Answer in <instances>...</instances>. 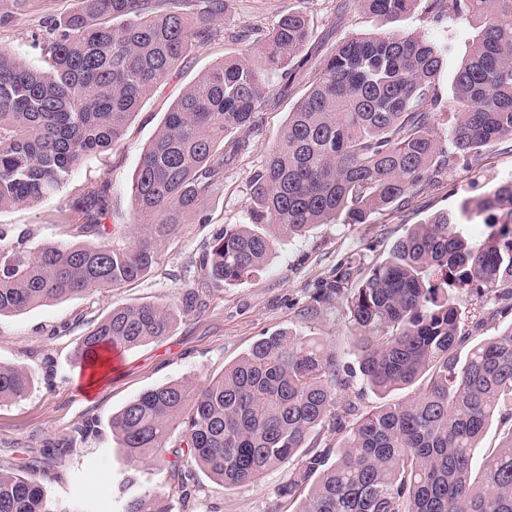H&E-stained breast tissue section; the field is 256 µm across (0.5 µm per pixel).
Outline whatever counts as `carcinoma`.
Instances as JSON below:
<instances>
[{"instance_id": "1", "label": "carcinoma", "mask_w": 512, "mask_h": 512, "mask_svg": "<svg viewBox=\"0 0 512 512\" xmlns=\"http://www.w3.org/2000/svg\"><path fill=\"white\" fill-rule=\"evenodd\" d=\"M34 0H0V28ZM228 0H207L190 28L166 0H81V8L46 25L47 71L0 50V209L52 196L82 159L118 141L142 100L167 77L192 39H209V23ZM376 30L340 41L305 95L288 113L280 143L256 172L252 224H226L203 259L207 280L234 285L256 276L272 249L266 224L290 238L344 217L364 224L405 203L454 158L512 143V0H428L430 12H465L478 24L453 80L452 123L443 146L434 83L448 48L388 25L420 0H358ZM310 37L301 12L283 16L260 62L226 61L207 71L166 113L141 156L132 185L136 225L129 244L111 240L101 223L107 184H87L73 201L76 234L96 241L21 249L24 233L0 226V315L139 279L160 260L159 247L187 223L224 180V167L249 149L238 137L255 125L268 98L261 68L284 69ZM480 221L484 239L457 225ZM350 267L314 298L340 290ZM512 296V180L457 214L416 224L350 289L346 303L357 332L358 371L385 398L420 388L397 403L363 413L339 412L336 355L313 338L279 331L257 340L236 364L202 384L189 380L148 389L112 417L130 462L168 453L170 490L124 499L122 512H173L186 504L195 468L226 486L260 478L293 460L325 425L343 429L335 449L309 452L280 494H307L295 512H512V426L484 457L473 458L486 425L512 422V324L460 356L461 295ZM180 303H142L112 310L82 336L76 360L86 367L103 349L133 348L166 336ZM32 374L0 364V402L24 396ZM93 431L86 422L51 442L50 456L73 452ZM34 458L26 473L0 468V512H51L43 480L55 475Z\"/></svg>"}]
</instances>
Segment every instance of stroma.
<instances>
[{
    "mask_svg": "<svg viewBox=\"0 0 512 512\" xmlns=\"http://www.w3.org/2000/svg\"><path fill=\"white\" fill-rule=\"evenodd\" d=\"M79 0H42L9 27L0 28V49L34 67L45 62L37 45L45 36L43 21L76 11ZM292 11L311 20L309 40L289 65L291 80L272 71L274 93L247 131L250 153L224 172L200 213L161 246V260L141 279L120 287L67 300L50 301L20 313L0 315V362L25 366L34 376L22 399L0 405V465L19 469L41 456L47 442L84 422L92 434L78 452L50 459L56 482L47 484L50 501L68 512H121L120 484L128 469L112 433V418L142 391L185 379L201 385L223 373L247 354L261 337L288 330L324 342L335 352L342 386L337 403H356L360 410L380 399L358 375L355 331L344 295L318 301L336 271L346 264L362 268L383 261L413 225L438 211L455 212L463 200H479L501 182L512 179V151L501 146L485 150L479 161L440 169L435 180L408 203L375 214L365 224L332 222L315 226L306 236H277L263 271L232 286L206 283L199 266L215 233L227 224H246L252 178L278 145L288 114L305 94L321 62L333 47L350 36L375 29L374 18L351 0L338 10L336 0H228L224 14L210 23L208 42L193 41L166 80L150 92L111 149L87 156L69 182L51 197L27 206L0 210V225L26 231L24 247L73 244L75 221L71 202L90 181L109 184L105 222L113 240L132 235V183L143 151L166 112L208 69L228 57H259L277 20ZM395 29L447 46L448 63L435 82L441 103L451 99V82L476 33L467 16L435 15L419 6L403 15ZM195 291L198 304L178 317L169 334L136 348L122 349L115 368L93 393L74 362L81 337L112 309L139 303L167 305ZM294 473L291 464L267 471L258 480L229 487L198 472V488L187 512H295L296 502L280 496Z\"/></svg>",
    "mask_w": 512,
    "mask_h": 512,
    "instance_id": "35a3bbf8",
    "label": "stroma"
}]
</instances>
